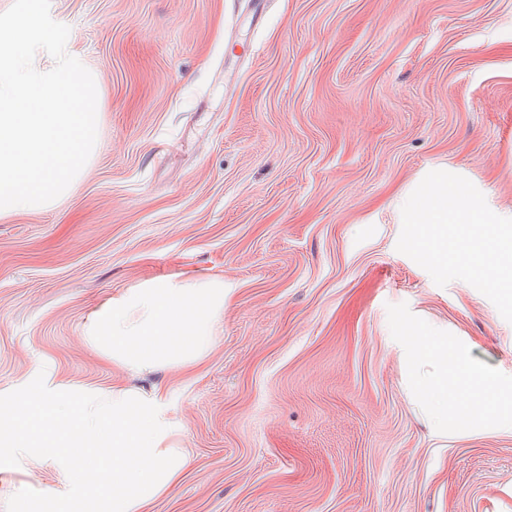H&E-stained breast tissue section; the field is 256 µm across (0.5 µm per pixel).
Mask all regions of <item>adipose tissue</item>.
Instances as JSON below:
<instances>
[{
  "label": "adipose tissue",
  "mask_w": 512,
  "mask_h": 512,
  "mask_svg": "<svg viewBox=\"0 0 512 512\" xmlns=\"http://www.w3.org/2000/svg\"><path fill=\"white\" fill-rule=\"evenodd\" d=\"M223 317V279H153L104 302L83 335L127 375L182 371L210 354ZM402 331L411 365L433 368L416 377L415 392L437 427L463 410L476 421L496 413L502 427H512V393L503 394L466 349L449 347L447 337L424 327ZM22 456L51 459L63 486L38 494L16 487L13 512H57L61 497L66 512H152L190 464L165 390L122 381L108 390L59 382L1 394L0 471L16 470Z\"/></svg>",
  "instance_id": "obj_1"
}]
</instances>
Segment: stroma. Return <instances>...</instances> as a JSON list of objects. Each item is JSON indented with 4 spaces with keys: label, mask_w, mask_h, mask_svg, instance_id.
I'll use <instances>...</instances> for the list:
<instances>
[{
    "label": "stroma",
    "mask_w": 512,
    "mask_h": 512,
    "mask_svg": "<svg viewBox=\"0 0 512 512\" xmlns=\"http://www.w3.org/2000/svg\"><path fill=\"white\" fill-rule=\"evenodd\" d=\"M98 76L97 145L50 207L0 218V390L122 373L83 339L112 294L220 277L216 344L163 385L192 462L153 512H512V431L436 429L400 326L512 381V323L396 244L458 169L512 213V0H51ZM55 475L23 457L14 486Z\"/></svg>",
    "instance_id": "obj_1"
}]
</instances>
